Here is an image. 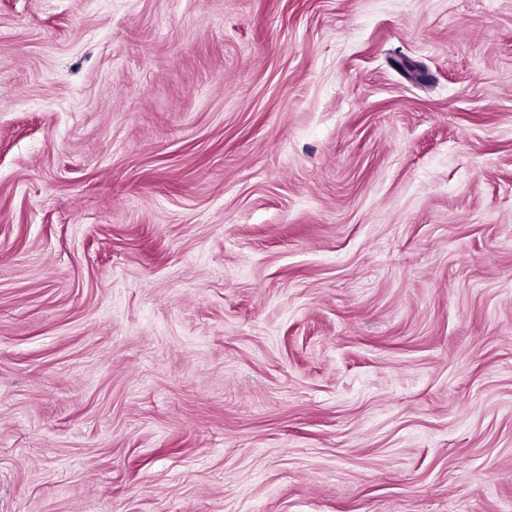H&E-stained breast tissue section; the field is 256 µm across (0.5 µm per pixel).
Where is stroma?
<instances>
[{"label": "stroma", "mask_w": 512, "mask_h": 512, "mask_svg": "<svg viewBox=\"0 0 512 512\" xmlns=\"http://www.w3.org/2000/svg\"><path fill=\"white\" fill-rule=\"evenodd\" d=\"M0 512H512V0H0Z\"/></svg>", "instance_id": "obj_1"}]
</instances>
